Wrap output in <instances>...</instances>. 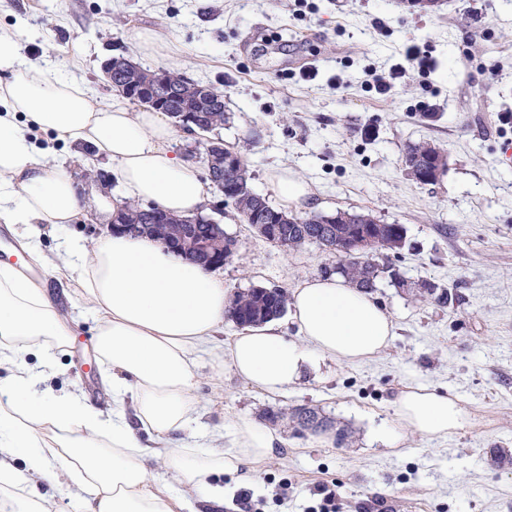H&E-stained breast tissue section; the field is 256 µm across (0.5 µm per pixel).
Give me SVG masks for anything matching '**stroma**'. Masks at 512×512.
I'll use <instances>...</instances> for the list:
<instances>
[{
    "instance_id": "stroma-1",
    "label": "stroma",
    "mask_w": 512,
    "mask_h": 512,
    "mask_svg": "<svg viewBox=\"0 0 512 512\" xmlns=\"http://www.w3.org/2000/svg\"><path fill=\"white\" fill-rule=\"evenodd\" d=\"M20 16L27 60L58 66L108 103L118 95L102 62L135 55L137 30L158 32L162 54L141 65L223 91L232 118L217 135L244 147L253 191L278 206L268 175L285 167L314 190L306 213L368 208L384 223L404 225L407 244L387 262L409 280L448 290L442 306L380 279L373 296L396 324L388 348L363 363L327 362L320 378L281 395L257 392L197 356L208 428L307 406L348 433L347 444L327 447L318 433L271 422L285 450L258 468L252 491L263 512H304L320 484L335 487L336 512H512V467L491 459L493 449L512 448V165L498 161L502 145L512 143V128L498 121L512 109V0H441L433 14L397 0H306L302 8L295 0H0V29ZM410 43L431 58L429 73L409 71L388 95L377 94L375 76L400 62ZM312 55L319 72L308 80L300 68ZM420 140L450 155L433 185L403 171L405 145ZM34 141L65 167L82 157L106 176L83 182L85 218L41 242L47 262L39 283L74 332L44 385L88 393L102 385L95 323L81 316L74 292H63L56 264L64 237L92 244L104 234L108 218L94 196L110 190L114 167L47 131ZM217 221L237 242L233 260L219 269L230 292L291 289L331 264L318 245L288 250L257 236L232 205ZM409 386L459 397L470 422L445 439L410 435L385 447L375 434L392 425L395 398Z\"/></svg>"
}]
</instances>
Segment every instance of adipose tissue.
<instances>
[{
    "instance_id": "ef3b65f1",
    "label": "adipose tissue",
    "mask_w": 512,
    "mask_h": 512,
    "mask_svg": "<svg viewBox=\"0 0 512 512\" xmlns=\"http://www.w3.org/2000/svg\"><path fill=\"white\" fill-rule=\"evenodd\" d=\"M36 127L114 163L111 211L136 200L192 216L211 196L210 181L173 149L164 113L103 103L26 61L13 35L0 32V223L28 225L31 258L39 256L42 226L73 223L82 211L72 175L33 144ZM61 262L96 323L112 409L103 412L76 391L42 389L73 332L46 288L0 264V512H47V484L78 489L80 512H222L219 475L234 470L238 484H252L282 439L249 417L233 418L224 431L200 428L196 353L230 364L256 390L281 394L304 375H320L326 361L374 358L394 334L391 316L370 294L328 275L292 291L300 340L272 320L223 348L213 343L230 301L223 277L157 240L116 233L90 246L72 237ZM34 354L36 368L28 362ZM395 407L399 429L382 435L389 446L405 432L445 438L467 421L460 399L426 387L402 390ZM153 460L164 476H151Z\"/></svg>"
}]
</instances>
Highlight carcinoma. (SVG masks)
Returning <instances> with one entry per match:
<instances>
[{
	"label": "carcinoma",
	"instance_id": "1",
	"mask_svg": "<svg viewBox=\"0 0 512 512\" xmlns=\"http://www.w3.org/2000/svg\"><path fill=\"white\" fill-rule=\"evenodd\" d=\"M112 82L130 92H140L155 87L156 73L125 58L120 68L112 73ZM195 85L194 81L175 76L158 94L162 100L163 111L178 125L186 108L190 106L204 131L210 132L224 127L229 116L224 111L223 92L214 87L213 98L198 100ZM402 163L409 175L412 174L411 165L427 164L435 172L433 181L436 182L448 170V152L429 141L411 142L403 150ZM238 179L240 187L236 190L232 203L240 220L249 225L257 220L273 222V227L277 229L276 239L279 246L291 250L306 243L320 245L327 255L336 259L330 271L366 292L377 287L378 280L386 275L397 287L412 289V296L417 300H433L443 306L448 304V291L436 283L427 280L410 281L389 265L371 264L348 251L355 236L365 231L381 240L382 249L396 253L406 244L404 225L384 224L369 211L313 213L299 217L278 210L251 188V174L244 158L241 159ZM124 216L138 234L153 237L157 226L163 225L167 235L172 237L187 226L196 237L210 241L211 249L222 247L228 256L234 254V240L226 236L218 224L199 223L188 226L185 218L181 216L154 206L144 207L135 201L126 204ZM287 304L286 289L253 286L234 295L233 302L226 311V319L239 328L251 327L281 317ZM266 416L273 420L289 418L300 431L328 427L327 420L310 407H298L289 413L280 409H269Z\"/></svg>",
	"mask_w": 512,
	"mask_h": 512
}]
</instances>
